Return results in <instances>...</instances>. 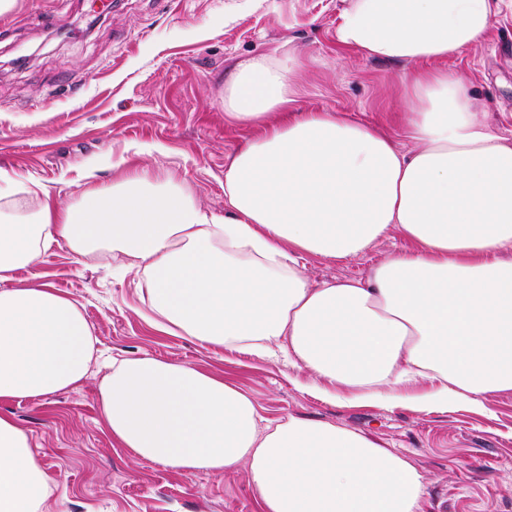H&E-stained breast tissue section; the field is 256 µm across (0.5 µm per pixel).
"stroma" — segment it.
<instances>
[{
    "label": "stroma",
    "instance_id": "1",
    "mask_svg": "<svg viewBox=\"0 0 512 512\" xmlns=\"http://www.w3.org/2000/svg\"><path fill=\"white\" fill-rule=\"evenodd\" d=\"M92 2L17 0L0 15V172L38 180L70 202L110 187L119 160L183 182L223 214L224 170L257 134L225 117L224 80L255 58L297 61L295 105L306 111L383 125L409 96L400 77L413 64L338 41L349 0H112L98 11ZM445 67L466 79L479 118L512 140V0H497L488 33ZM87 167L89 180L79 176ZM402 246L392 231L358 256L302 263L315 285L363 279ZM17 277L81 302L106 354L193 365L248 392L267 421L332 423L403 455L423 477L418 512H512V392L447 411L329 400L308 389L303 369L157 329L136 271L115 277L106 260L56 247ZM106 373L95 363L82 384L48 399L0 401L58 482L44 512H260L247 466L177 472L117 448L98 409Z\"/></svg>",
    "mask_w": 512,
    "mask_h": 512
}]
</instances>
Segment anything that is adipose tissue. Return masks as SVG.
Here are the masks:
<instances>
[{
  "label": "adipose tissue",
  "mask_w": 512,
  "mask_h": 512,
  "mask_svg": "<svg viewBox=\"0 0 512 512\" xmlns=\"http://www.w3.org/2000/svg\"><path fill=\"white\" fill-rule=\"evenodd\" d=\"M494 0H351L339 42L367 57L429 62L389 121L414 142L340 113L291 108L293 58L257 59L224 82V112L258 128L224 171V212L176 181L124 173L71 203L0 174V400L84 382L97 339L50 284L15 287L55 245L127 258L152 322L199 344L305 369L326 399L393 402L421 381L420 409L483 408L512 392V142L478 120L442 61L489 30ZM398 232L403 250L367 280L312 286L299 253L345 259ZM101 422L134 458L178 471L247 465L261 512H416L422 476L403 456L331 423H263L222 377L152 357L112 360ZM53 478L0 414V512H41Z\"/></svg>",
  "instance_id": "adipose-tissue-1"
}]
</instances>
